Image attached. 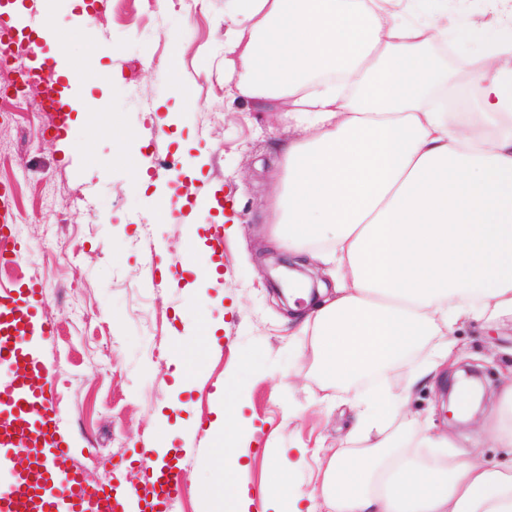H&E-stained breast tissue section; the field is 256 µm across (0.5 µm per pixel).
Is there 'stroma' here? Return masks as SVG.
I'll return each mask as SVG.
<instances>
[{"instance_id": "obj_1", "label": "stroma", "mask_w": 512, "mask_h": 512, "mask_svg": "<svg viewBox=\"0 0 512 512\" xmlns=\"http://www.w3.org/2000/svg\"><path fill=\"white\" fill-rule=\"evenodd\" d=\"M61 30L68 60H84L82 124L56 140L45 119L0 104V186L11 189L23 246L16 264L0 266V283L37 281L43 311L56 326L43 345L75 462L92 481L125 473L146 483L135 464L141 449H182L176 512H224L209 490L224 482V439L210 433L216 394L241 402L239 428L248 446L240 479L257 489L273 461L309 448L292 478L296 495L315 492L312 451L345 442L354 427L351 392L325 385L312 339L300 336L264 272L280 252L272 245L276 185L269 163L281 142L300 137L283 113L240 98L224 75V0H202L188 13L164 0H104L89 20L69 15ZM176 114L159 150L147 151L159 103ZM145 155L147 189L133 182L127 159ZM203 157L196 188L220 187L233 200V235L199 208L163 218L160 204L184 197L183 162ZM197 238L221 237L222 274L197 285L210 259ZM190 260L171 283L152 278L148 256ZM193 325L187 336L185 325ZM194 345V377L176 385L172 354ZM457 360L474 364L487 391L512 371V330L484 322L459 326ZM443 380L407 393L422 428L450 432L439 389Z\"/></svg>"}]
</instances>
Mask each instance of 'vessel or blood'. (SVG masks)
<instances>
[{
    "mask_svg": "<svg viewBox=\"0 0 512 512\" xmlns=\"http://www.w3.org/2000/svg\"><path fill=\"white\" fill-rule=\"evenodd\" d=\"M42 18L38 0H0V49L13 41L34 42ZM41 88L40 102L51 112L54 139L66 138L71 104L64 77L53 60L37 56L29 69ZM16 217L11 194L0 186V237L11 236ZM41 283L0 289V367L7 389L0 397V512H171L180 487L177 468L156 470L149 494L130 510L131 492L114 482L89 488L72 469L59 463L71 455L60 415L52 398L51 371L40 346L55 327L39 309Z\"/></svg>",
    "mask_w": 512,
    "mask_h": 512,
    "instance_id": "b4317fda",
    "label": "vessel or blood"
}]
</instances>
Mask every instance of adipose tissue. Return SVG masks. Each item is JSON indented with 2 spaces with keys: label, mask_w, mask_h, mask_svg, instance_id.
<instances>
[{
  "label": "adipose tissue",
  "mask_w": 512,
  "mask_h": 512,
  "mask_svg": "<svg viewBox=\"0 0 512 512\" xmlns=\"http://www.w3.org/2000/svg\"><path fill=\"white\" fill-rule=\"evenodd\" d=\"M494 28L458 29L476 68L470 112L448 109V0H228L227 75L241 97L286 107L303 136L275 164L274 242L334 266L336 285L299 313L315 366L339 388L390 376L426 337L435 378L457 324L512 325V0H486ZM401 397L356 394L353 446L322 452L319 502L299 509L277 464L262 500L280 512H512V458L480 438L392 432ZM224 429V512H249L247 449Z\"/></svg>",
  "instance_id": "adipose-tissue-1"
}]
</instances>
